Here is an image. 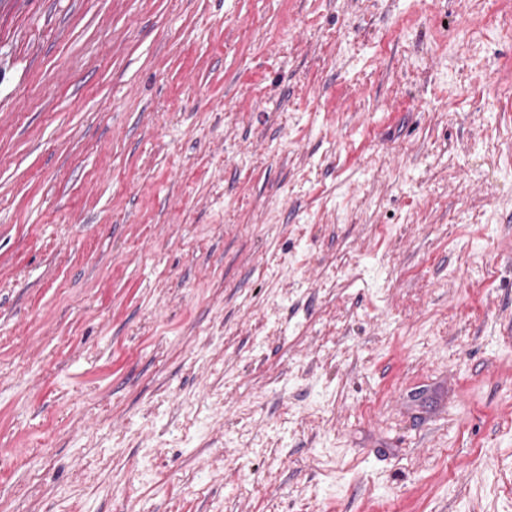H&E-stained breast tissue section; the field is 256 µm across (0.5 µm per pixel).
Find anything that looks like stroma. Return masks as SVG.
<instances>
[{"label":"stroma","mask_w":512,"mask_h":512,"mask_svg":"<svg viewBox=\"0 0 512 512\" xmlns=\"http://www.w3.org/2000/svg\"><path fill=\"white\" fill-rule=\"evenodd\" d=\"M0 512H512V0H0Z\"/></svg>","instance_id":"35a3bbf8"}]
</instances>
